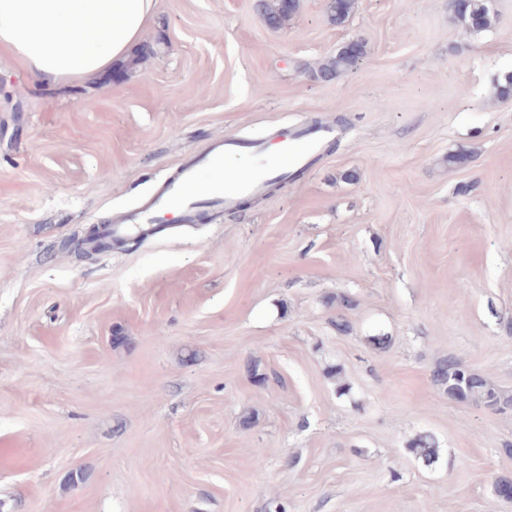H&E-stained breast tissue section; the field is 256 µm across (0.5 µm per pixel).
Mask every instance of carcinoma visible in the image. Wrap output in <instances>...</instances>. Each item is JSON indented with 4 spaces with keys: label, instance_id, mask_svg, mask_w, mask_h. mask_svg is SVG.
<instances>
[{
    "label": "carcinoma",
    "instance_id": "cac0c4a2",
    "mask_svg": "<svg viewBox=\"0 0 512 512\" xmlns=\"http://www.w3.org/2000/svg\"><path fill=\"white\" fill-rule=\"evenodd\" d=\"M354 0H327L326 11L331 21L341 24L350 16ZM256 8L266 25L272 29L283 27L298 11L299 0H257ZM452 11L465 29L471 33L490 28L494 15L485 0H453ZM366 53L363 40H358L356 51L348 53L340 48L336 55L328 58L317 68V76L326 81L334 80L356 67ZM336 304V333L346 335L350 324L344 312L352 309L356 301L341 293L328 298ZM430 379L433 386L448 399L458 403H475L492 411H512V395L498 389L485 375L467 367L459 358L448 356L438 360L432 367ZM408 451L423 465L432 467L439 461L436 441L429 434L416 436L407 446Z\"/></svg>",
    "mask_w": 512,
    "mask_h": 512
}]
</instances>
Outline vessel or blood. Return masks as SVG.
<instances>
[{"label":"vessel or blood","mask_w":512,"mask_h":512,"mask_svg":"<svg viewBox=\"0 0 512 512\" xmlns=\"http://www.w3.org/2000/svg\"><path fill=\"white\" fill-rule=\"evenodd\" d=\"M332 133L329 127L303 133L301 141H284L275 161L259 162L249 172L228 177L221 184L200 182V169H221L225 155L261 150L260 145L249 141L231 138L216 141L209 152L170 178L148 205L117 218L111 231L118 237L136 238L154 224L162 211L176 212L181 224L187 225L195 223L203 208L234 209L240 199L261 194L271 181L287 179L291 170L307 166L321 140Z\"/></svg>","instance_id":"b4317fda"}]
</instances>
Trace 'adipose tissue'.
<instances>
[{
  "label": "adipose tissue",
  "instance_id": "ef3b65f1",
  "mask_svg": "<svg viewBox=\"0 0 512 512\" xmlns=\"http://www.w3.org/2000/svg\"><path fill=\"white\" fill-rule=\"evenodd\" d=\"M157 0H0V52L56 90L111 70L141 44Z\"/></svg>",
  "mask_w": 512,
  "mask_h": 512
}]
</instances>
